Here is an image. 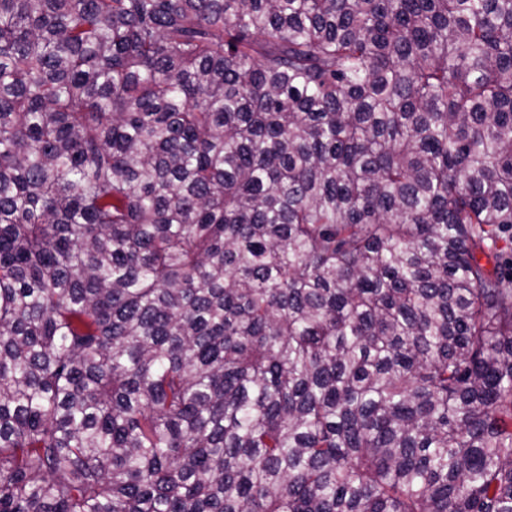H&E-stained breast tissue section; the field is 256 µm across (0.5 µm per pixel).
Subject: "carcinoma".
Wrapping results in <instances>:
<instances>
[{"mask_svg":"<svg viewBox=\"0 0 512 512\" xmlns=\"http://www.w3.org/2000/svg\"><path fill=\"white\" fill-rule=\"evenodd\" d=\"M512 0H0V512H512Z\"/></svg>","mask_w":512,"mask_h":512,"instance_id":"1","label":"carcinoma"}]
</instances>
